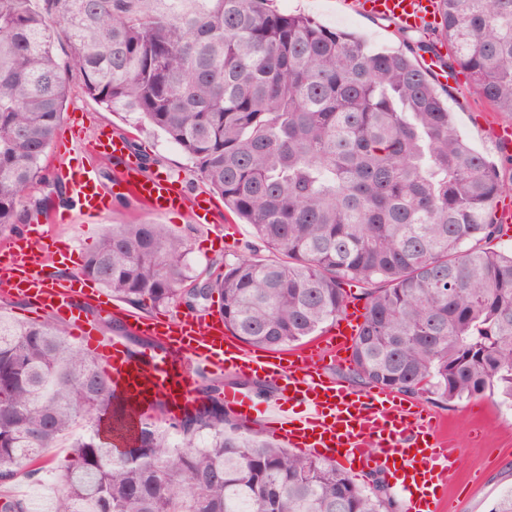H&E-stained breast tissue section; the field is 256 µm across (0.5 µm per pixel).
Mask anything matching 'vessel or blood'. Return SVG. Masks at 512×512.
<instances>
[{"label":"vessel or blood","mask_w":512,"mask_h":512,"mask_svg":"<svg viewBox=\"0 0 512 512\" xmlns=\"http://www.w3.org/2000/svg\"><path fill=\"white\" fill-rule=\"evenodd\" d=\"M353 5L407 28L419 27L438 13V0H353ZM92 146L122 162L117 194L133 195L158 214L186 207L192 210L195 224L210 223L209 200L188 197L166 173L143 176L126 139L102 132ZM68 176L76 210L88 217L102 215L108 203L92 172L72 167ZM37 240L0 244V291L35 300L45 313L66 322L99 356L118 392L143 402L161 395L176 404L189 401L195 380L227 372L267 380L278 389L270 401L241 387L225 388L224 404L241 424L264 423L287 447L338 461L353 472L377 470L390 475L404 497L405 512H449L457 459L445 419L388 389L363 392L338 383L324 371L326 365L346 362L358 332L354 315L337 319L321 342L286 356L243 348L227 334L217 314L204 320L191 315L167 320L136 316L135 329L151 337L155 347L134 357L122 340L100 336L74 305L75 296L95 295L87 277L77 273L51 281L44 276L52 251Z\"/></svg>","instance_id":"obj_1"}]
</instances>
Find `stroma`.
Instances as JSON below:
<instances>
[{"instance_id":"1","label":"stroma","mask_w":512,"mask_h":512,"mask_svg":"<svg viewBox=\"0 0 512 512\" xmlns=\"http://www.w3.org/2000/svg\"><path fill=\"white\" fill-rule=\"evenodd\" d=\"M276 6L292 14L309 16L326 28L353 33L376 48L390 51L405 48L393 22L346 10L343 0H276ZM448 105L455 114L456 127L461 135L490 160L504 162L505 155L495 143L494 122L485 115L487 105L470 85L449 86ZM73 125L79 127L80 133L71 148L54 144L48 150L45 183L55 184L60 190L53 210L58 213L70 206L68 184L58 176L59 168L70 165L93 170L102 191L111 195L112 207L94 219L79 217L74 222L56 225L57 240L69 243L73 255L70 262L49 263L46 271L50 276L62 279L77 270L82 255L97 244L110 225L154 222L169 225L179 232L192 222V215L186 209L161 215L132 197L112 196V186L122 166L115 161L103 162L101 155L90 148L94 136L103 128L134 142L136 156L143 161V175L175 172L179 174L186 193L211 195L214 204L212 225L196 228L193 232L191 261L196 270H203L209 264L218 266L232 262L243 255L245 244L253 239L251 225L240 223L235 225L236 234L227 232L226 226L232 222L224 207V199L220 194L211 193L192 161L163 135L139 124L136 114L110 111L89 98L76 78L70 81L69 98L60 122L64 129ZM45 183L34 184L26 192V199L42 198ZM424 405L448 422V440L456 448L458 458L452 490L465 500L462 512H491L501 494L512 489V408L486 396L458 404L428 399ZM68 458L67 446L48 449L38 463L37 474L20 471L13 481L0 486V496L11 495L26 500L35 493L42 497L45 505H52L58 474Z\"/></svg>"}]
</instances>
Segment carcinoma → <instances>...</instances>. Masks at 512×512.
<instances>
[{
    "instance_id": "obj_1",
    "label": "carcinoma",
    "mask_w": 512,
    "mask_h": 512,
    "mask_svg": "<svg viewBox=\"0 0 512 512\" xmlns=\"http://www.w3.org/2000/svg\"><path fill=\"white\" fill-rule=\"evenodd\" d=\"M273 2L0 0V232L28 217L24 192L43 180L75 72L90 98L177 145L283 256L251 246L201 277L192 231L114 224L83 275L140 309L200 308L216 293L225 329L273 350L363 299L360 381L512 406V249L493 245L512 167L459 134L447 89L419 61L448 45L443 67L512 119V0H439V25L402 52ZM198 395L167 427L156 401L120 450L100 423L132 407L99 357L52 319L0 314V485L80 427L54 512H395L381 478L361 487L333 461L239 428L220 380Z\"/></svg>"
}]
</instances>
